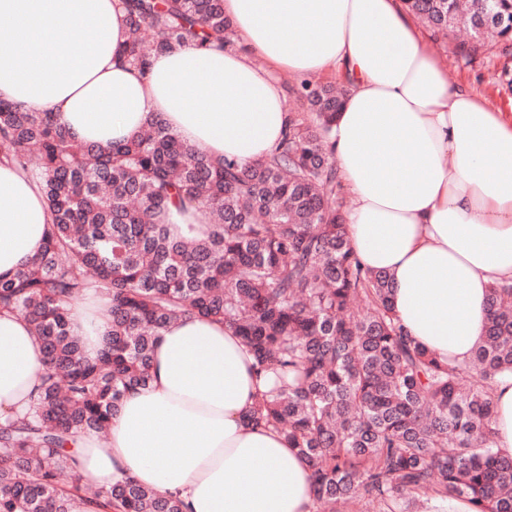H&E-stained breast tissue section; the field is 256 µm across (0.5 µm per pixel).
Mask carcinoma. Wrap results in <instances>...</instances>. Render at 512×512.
<instances>
[{
    "label": "carcinoma",
    "instance_id": "obj_1",
    "mask_svg": "<svg viewBox=\"0 0 512 512\" xmlns=\"http://www.w3.org/2000/svg\"><path fill=\"white\" fill-rule=\"evenodd\" d=\"M403 2L436 35L466 30L467 53L512 38V0ZM123 8L124 54L142 72L158 51L234 45L224 0ZM292 95L278 147L247 167L208 157L160 119L104 147L0 98V159L40 173L52 215L43 252L0 276V309L28 322L44 365L27 413L0 426V512H183L130 476L83 486L67 445L109 429L125 394L148 385L156 339L184 315L242 336L268 383L249 419L310 463L322 512H416L424 500L512 512V457L491 447L495 377L512 373V285L489 289L486 336L469 360L414 343L389 276L364 269L348 241L327 149L344 90L304 81ZM172 207L209 215L207 230L173 235ZM92 283L112 301L95 360L70 330V307Z\"/></svg>",
    "mask_w": 512,
    "mask_h": 512
}]
</instances>
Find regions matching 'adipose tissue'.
<instances>
[{
  "label": "adipose tissue",
  "mask_w": 512,
  "mask_h": 512,
  "mask_svg": "<svg viewBox=\"0 0 512 512\" xmlns=\"http://www.w3.org/2000/svg\"><path fill=\"white\" fill-rule=\"evenodd\" d=\"M237 48L180 46L148 72L125 63L120 0H0V97L51 113L77 141L126 140L162 119L211 158L247 166L288 121L281 72L347 87L328 146L355 205L361 263L392 279L415 343L463 362L482 343L490 285L512 282V121L448 82L402 0H224ZM51 222L36 172L0 162V276L41 252ZM108 303L87 291L71 331L96 358ZM224 323L186 315L154 345L151 381L127 394L106 437L76 438L82 483L125 477L184 512H314L311 467L247 415L262 385ZM41 344L0 313V424L25 411ZM493 446L512 457V375L493 392Z\"/></svg>",
  "instance_id": "1"
}]
</instances>
